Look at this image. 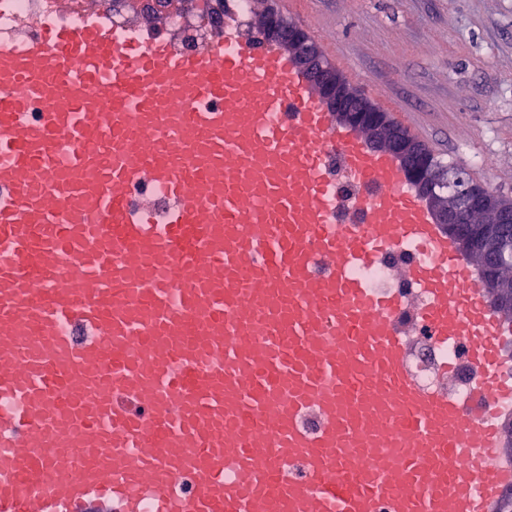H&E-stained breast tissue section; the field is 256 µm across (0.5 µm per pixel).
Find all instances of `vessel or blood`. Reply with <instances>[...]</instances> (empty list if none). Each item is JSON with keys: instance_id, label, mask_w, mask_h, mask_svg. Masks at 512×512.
I'll list each match as a JSON object with an SVG mask.
<instances>
[{"instance_id": "vessel-or-blood-1", "label": "vessel or blood", "mask_w": 512, "mask_h": 512, "mask_svg": "<svg viewBox=\"0 0 512 512\" xmlns=\"http://www.w3.org/2000/svg\"><path fill=\"white\" fill-rule=\"evenodd\" d=\"M69 3L0 41V512H498L512 316L401 161L233 18ZM131 0H86L80 8H74L73 13L67 20L72 26H78L81 22V16L84 9L91 5L94 7L104 5L103 9L107 12L112 24H124L133 18ZM167 18V30L173 35L180 47L188 52L204 50L208 47L218 29L224 25L219 11L202 14L194 8L183 12L161 10ZM201 16L205 17L203 21ZM445 354L431 346H420L412 359V368L415 376L423 383H430L433 379L438 363Z\"/></svg>"}]
</instances>
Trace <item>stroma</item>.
<instances>
[{
  "label": "stroma",
  "mask_w": 512,
  "mask_h": 512,
  "mask_svg": "<svg viewBox=\"0 0 512 512\" xmlns=\"http://www.w3.org/2000/svg\"><path fill=\"white\" fill-rule=\"evenodd\" d=\"M341 75L512 201V0H260Z\"/></svg>",
  "instance_id": "35a3bbf8"
}]
</instances>
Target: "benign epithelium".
Instances as JSON below:
<instances>
[{
  "instance_id": "benign-epithelium-1",
  "label": "benign epithelium",
  "mask_w": 512,
  "mask_h": 512,
  "mask_svg": "<svg viewBox=\"0 0 512 512\" xmlns=\"http://www.w3.org/2000/svg\"><path fill=\"white\" fill-rule=\"evenodd\" d=\"M269 25L274 30L285 33L288 41L298 49L296 59L310 75L314 85L321 91L330 109L335 114L336 122L342 126L359 129L370 128L369 136L373 145L383 147L395 154L407 170V176L414 187L421 193L427 204L434 210L441 224L448 225L449 236L456 241L467 259L478 255L482 261L484 286L495 305H512V297L496 295L501 287L498 269L501 265L500 250L493 244L502 233L501 225L512 226V207H500L494 210L489 225L475 228V217L479 207L477 203L485 195V185L469 184L463 199L444 206L435 199L434 176L421 167L416 155L407 149L406 140L398 136L386 135L383 126L363 110H352L347 105V95L340 89L337 77L339 72L320 55L315 44L307 34L296 27L285 26L282 17L272 8L267 9Z\"/></svg>"
}]
</instances>
